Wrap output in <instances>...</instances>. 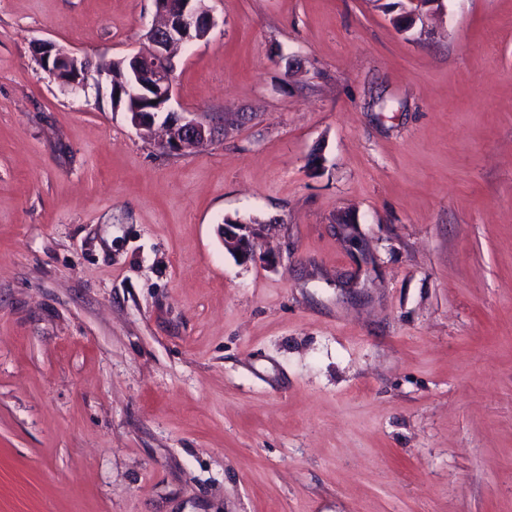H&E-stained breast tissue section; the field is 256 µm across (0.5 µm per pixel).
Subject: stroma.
Segmentation results:
<instances>
[{"label":"stroma","mask_w":512,"mask_h":512,"mask_svg":"<svg viewBox=\"0 0 512 512\" xmlns=\"http://www.w3.org/2000/svg\"><path fill=\"white\" fill-rule=\"evenodd\" d=\"M205 3L169 153L34 53L154 0H0V512H512V0ZM404 2L403 10L400 15L392 17L393 23L404 31L411 29L418 20L421 19L423 13L431 9L435 4L441 3L442 0H402ZM227 223L233 222L225 220L224 224L220 225L224 247L236 255L241 252L238 256L241 260H250L254 256L256 244L266 224H261L254 218H250L246 224H240L239 220H236L235 224Z\"/></svg>","instance_id":"stroma-1"}]
</instances>
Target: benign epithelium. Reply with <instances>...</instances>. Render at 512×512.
Returning <instances> with one entry per match:
<instances>
[{"instance_id":"1","label":"benign epithelium","mask_w":512,"mask_h":512,"mask_svg":"<svg viewBox=\"0 0 512 512\" xmlns=\"http://www.w3.org/2000/svg\"><path fill=\"white\" fill-rule=\"evenodd\" d=\"M403 2V10L392 20L407 31L421 19L425 11L441 0ZM155 4L162 21L145 33L150 48L124 58L127 78L114 96L134 104L133 111L129 112L130 122L145 137L152 135L157 114L166 113L168 138L161 142V146L177 152L212 141L217 134L225 132L229 118L217 121L202 119L193 112L169 110L173 96L174 53L184 45L206 38L214 26V20L204 6V0H155ZM34 51L43 69L65 87L83 88L89 79L106 76L103 61L80 56L53 42H37ZM263 229L262 224L220 225L224 247L234 254H240L243 261L254 256Z\"/></svg>"}]
</instances>
